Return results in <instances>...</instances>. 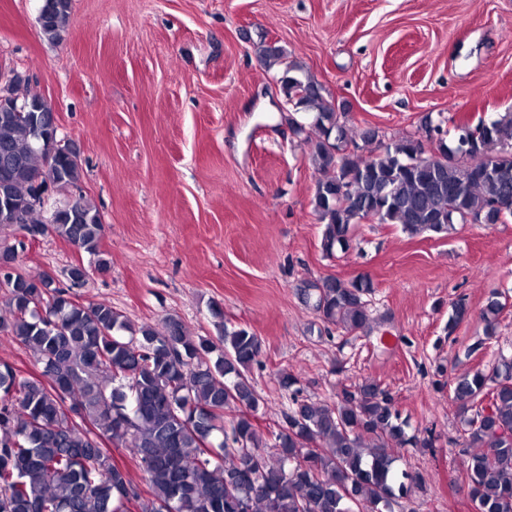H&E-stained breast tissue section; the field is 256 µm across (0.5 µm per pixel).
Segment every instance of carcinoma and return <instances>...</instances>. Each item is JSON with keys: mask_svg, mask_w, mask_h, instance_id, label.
<instances>
[{"mask_svg": "<svg viewBox=\"0 0 512 512\" xmlns=\"http://www.w3.org/2000/svg\"><path fill=\"white\" fill-rule=\"evenodd\" d=\"M71 0H44L43 37L60 39ZM280 88L292 131L304 137L314 167L311 205L322 224L328 256L351 248V225L369 217L398 224L410 236L447 237L474 224L492 205L512 199V113L481 120L474 152L446 164L425 152L415 135L384 142L363 134L380 153L348 151L346 113L336 100L276 48ZM37 113L0 112V168L13 203L40 187L73 185L81 176L76 153L43 166L35 145ZM19 229L53 232L99 256L104 224L84 198L77 214L57 212L52 223L30 207ZM0 332H7L42 364V379L25 378L0 362V512H394L415 478L398 473L395 450L433 447L432 433L408 431L391 394L365 380L344 385L333 402L299 398L298 378L280 372L290 404L283 425L263 434L254 413L261 398L248 376L262 341L245 328L224 329L214 342L192 336L168 317L158 327H132L106 302L77 303L71 290L40 273L3 283ZM315 310L344 332L369 324L366 277H327L316 286ZM504 304L494 296L483 310L484 335H494ZM451 400L464 418L462 450L475 512H512V358L491 373L458 377ZM490 402L491 415L481 408ZM235 410L229 429L224 414ZM129 451L145 473L149 497L112 462L103 443Z\"/></svg>", "mask_w": 512, "mask_h": 512, "instance_id": "cac0c4a2", "label": "carcinoma"}]
</instances>
